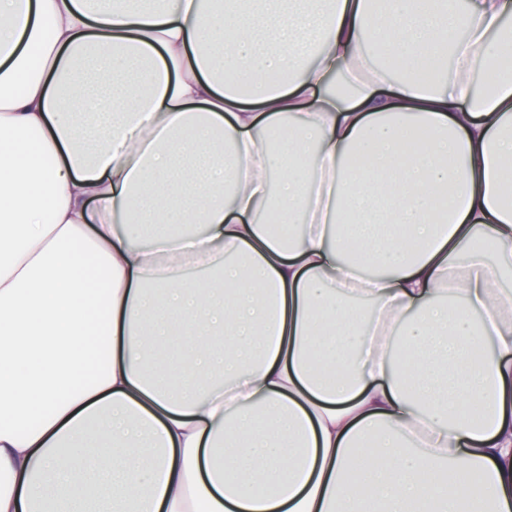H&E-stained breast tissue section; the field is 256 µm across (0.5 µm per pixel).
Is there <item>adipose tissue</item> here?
I'll return each mask as SVG.
<instances>
[{
  "mask_svg": "<svg viewBox=\"0 0 512 512\" xmlns=\"http://www.w3.org/2000/svg\"><path fill=\"white\" fill-rule=\"evenodd\" d=\"M508 15L0 0V512H512Z\"/></svg>",
  "mask_w": 512,
  "mask_h": 512,
  "instance_id": "adipose-tissue-1",
  "label": "adipose tissue"
}]
</instances>
